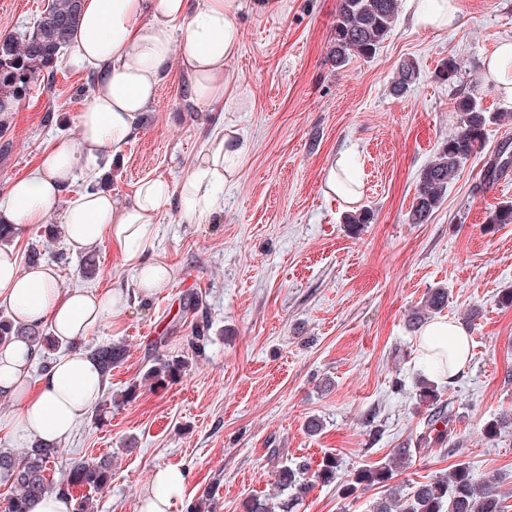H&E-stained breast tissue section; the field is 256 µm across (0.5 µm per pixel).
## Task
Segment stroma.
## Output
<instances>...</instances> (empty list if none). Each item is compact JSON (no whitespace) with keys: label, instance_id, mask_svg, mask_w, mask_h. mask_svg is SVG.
Segmentation results:
<instances>
[{"label":"stroma","instance_id":"stroma-1","mask_svg":"<svg viewBox=\"0 0 512 512\" xmlns=\"http://www.w3.org/2000/svg\"><path fill=\"white\" fill-rule=\"evenodd\" d=\"M244 0L241 43L229 62L245 104L224 113L183 100L188 77L172 63L156 100L123 153L112 160L113 197L126 201L148 178L178 183L196 164L208 137L223 123L249 143L238 177L224 187V210L202 224L181 223L180 204L158 219L155 261L172 266L166 287L130 298L92 334L84 351L110 343L126 348L106 376V417L94 413L62 441L57 469L73 460L108 456L112 480L95 496V512H139L153 471L176 467L188 476L183 499L170 512H187L212 491L215 512H241L244 501L278 494L275 473L284 462H339L335 481L310 480L294 512H372L381 486L343 497L351 473L384 463L395 449H411L396 483L410 487L469 467L476 479H500L512 512V428L499 439L483 429L512 416V224L487 226L499 202L512 200V169L493 184L483 171L498 146L512 144V116L488 125L485 148L448 185L426 223L408 221L418 176L440 143L458 130L460 94L480 98L491 113L502 107L484 73V57L512 40V0H461L459 24L448 31L413 27L400 7L389 38L374 57L330 62L339 0H282L260 12ZM47 0H0V35L32 26ZM454 58L453 82L438 78ZM414 60L420 76L404 96L391 83L400 64ZM83 72L60 62L52 80L33 83L0 129V190L22 176L45 148L76 141L86 100L76 96ZM56 122L44 126L45 112ZM357 164L360 207L373 220L352 226L347 206L327 191L324 170L339 154ZM47 225L15 235L27 259L46 245L65 288L130 289L134 273L111 243L92 257L70 253L65 238L49 240ZM448 291L443 317L464 325L472 343L466 370L441 383L452 437L421 443L428 410L415 398L423 375L417 331L408 324L434 288ZM195 291L211 325L205 354L191 357L186 375L164 388L142 385L136 399L122 391L140 379L157 336L168 334L169 355H190L192 324H172L182 294ZM323 423L308 435V417Z\"/></svg>","mask_w":512,"mask_h":512}]
</instances>
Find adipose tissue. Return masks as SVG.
Returning a JSON list of instances; mask_svg holds the SVG:
<instances>
[{"label": "adipose tissue", "mask_w": 512, "mask_h": 512, "mask_svg": "<svg viewBox=\"0 0 512 512\" xmlns=\"http://www.w3.org/2000/svg\"><path fill=\"white\" fill-rule=\"evenodd\" d=\"M408 8L415 26L440 31L452 28L460 13L459 0H408ZM241 11L242 0H82L69 62L93 76L95 85L79 116L80 135L74 144L45 150L35 166L0 191V222L19 229L45 223L81 161L119 153L154 103L171 57H178L191 79L192 99L202 108L222 112L241 105L228 70L240 45ZM484 66L500 104L512 108V40L500 42ZM246 152L244 135L226 125L211 135L178 186L146 179L123 204L105 189L81 192L62 216L68 246L72 253H88L110 241L135 273L136 294L149 297L171 277L170 267L150 258L158 216L175 197L183 203L185 224L202 223L221 211L220 190L234 180ZM127 297L122 290L61 287L54 265L24 267L12 249L0 248V305L17 326L49 325L61 343L89 335L120 311ZM418 345L425 363L439 366L440 377L449 381L470 359L469 336L445 318L425 324ZM33 357L25 339L0 346V395L17 409L13 432L56 444L102 396L103 373L90 355L75 349L36 379ZM186 484L181 469H156L140 512H169Z\"/></svg>", "instance_id": "adipose-tissue-1"}]
</instances>
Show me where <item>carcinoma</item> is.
<instances>
[{"instance_id": "obj_1", "label": "carcinoma", "mask_w": 512, "mask_h": 512, "mask_svg": "<svg viewBox=\"0 0 512 512\" xmlns=\"http://www.w3.org/2000/svg\"><path fill=\"white\" fill-rule=\"evenodd\" d=\"M399 0H340L336 24L332 35L331 61L335 67L344 66L351 55L374 56L397 20ZM81 0H51L41 12L31 32L22 37L7 36L0 39V112L10 110V105L21 100L39 77L54 74L57 64L67 48L70 35L78 24ZM418 70L412 61L401 64L392 82L391 90L397 96L404 95L416 82ZM456 109L465 115L464 125L441 142L436 157L421 170L419 183L409 221L424 223L442 202L448 184L461 170L462 164L481 152L485 143V127L493 116L483 108L473 94L456 99ZM512 167V148L504 145L497 157L487 164L483 179L496 181L501 173ZM487 224H512V202L505 201L489 212ZM448 302V291L435 288L427 296L421 310L416 312L420 321L427 313L441 311ZM201 299L195 292L184 293L179 300L178 314L195 319L187 343L192 351H204L209 341V322L201 312ZM15 338L27 339L35 351L44 354L60 344L44 327L20 328L10 317H0V346ZM124 355L123 347L107 345L95 349L91 357L98 363L103 374ZM189 368L186 356L158 354L152 365L125 389V398L137 397L142 382L149 381L163 386L182 378ZM416 398L429 407L427 428L434 440L444 442L448 438L450 416L446 406L440 403L438 385L433 381L420 382ZM63 454L59 446H42L36 442L19 452L0 450V481L10 484L14 493L8 498L5 512H32L35 503L47 494L57 493L75 497V512H94L93 493L102 490L112 479V461L108 458H87L71 462L61 471L59 479L47 476L49 464ZM412 457L411 449L399 448L385 463L369 469H358L344 489L348 496L359 488L381 485L385 495L373 506V512H504L507 493L501 491L497 479L476 481L468 467L459 465L446 476H437L428 482L415 485L408 493L391 483ZM338 461L327 457L315 471L316 477L329 482L336 477ZM310 469L307 463L294 466L282 465L276 472V484L280 491H291L277 507L267 500L252 498L246 501L244 512H293L296 501L308 485L302 475Z\"/></svg>"}]
</instances>
